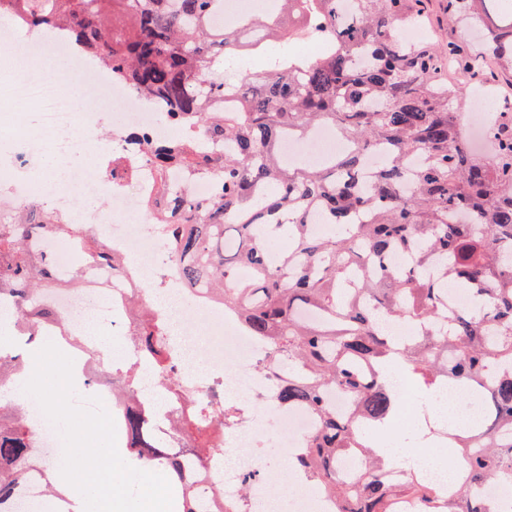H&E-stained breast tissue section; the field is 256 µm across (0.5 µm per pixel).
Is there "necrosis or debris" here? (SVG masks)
I'll list each match as a JSON object with an SVG mask.
<instances>
[{"instance_id":"necrosis-or-debris-1","label":"necrosis or debris","mask_w":512,"mask_h":512,"mask_svg":"<svg viewBox=\"0 0 512 512\" xmlns=\"http://www.w3.org/2000/svg\"><path fill=\"white\" fill-rule=\"evenodd\" d=\"M37 49L35 42H16L12 33H0V126L12 125L14 102L28 104L34 128L17 132L8 148H0V222L17 218L39 192L30 172L45 156L67 157L93 153L99 174L86 177L81 167L57 171V191L47 205L69 212L77 196L107 200L105 209H89L86 224L117 254L121 266L95 264L82 272L79 288L65 285L49 289L45 297L59 315L79 333V350L105 358L93 330L108 328L113 335L133 333L126 320L131 299L151 307L162 339L171 351V364L179 389L170 391L152 372H144L140 389L158 409L152 421L156 435L170 438L172 428L188 404L214 402L216 392L232 394L239 418L224 435V449L212 457L217 478H203L199 486L212 489L223 499L226 512L245 504L246 512H335L332 499L302 486L290 466L272 467L263 460L264 425L279 424L285 455H292L303 439L320 425L317 415L303 406L285 409L275 401L282 381L265 368L263 346L249 336L239 321L225 313L222 303L207 292L186 287L178 264L156 237L145 235L143 223L151 212L144 201L154 195L152 141L178 134L196 138L195 129L163 119L162 101H144L126 84L111 80L97 65L76 58L79 75L96 98V111H75L72 101L59 90L56 79L26 71L21 62ZM344 144L332 129L320 130L315 146L286 140L282 151L289 161L319 163ZM122 160L127 172L113 174L114 160Z\"/></svg>"}]
</instances>
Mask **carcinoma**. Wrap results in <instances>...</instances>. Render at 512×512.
Here are the masks:
<instances>
[{"label": "carcinoma", "instance_id": "cac0c4a2", "mask_svg": "<svg viewBox=\"0 0 512 512\" xmlns=\"http://www.w3.org/2000/svg\"><path fill=\"white\" fill-rule=\"evenodd\" d=\"M276 2L222 30L212 20L224 0H0V13L29 29L66 33L74 52L103 63L136 94L163 100L166 119L224 142L222 155L186 138L158 144L155 181L166 205L150 210L185 283L224 301L264 345V366L288 371L280 404L319 416L293 468L334 499L336 512H392L397 498L438 512L435 489L417 473L384 477L392 466L375 448L397 401L382 358L401 357L428 393L453 382L490 402L486 438L477 440L478 426L447 446L465 479L443 512H458L479 486L512 477V124H493L492 157L469 148L448 108L463 103L462 88L443 83L448 49L397 36L415 0ZM449 7L480 26L496 21L467 65L472 74L491 64L512 72V0H449ZM273 35L284 44L316 39L324 51L273 59ZM243 54L264 59L265 70L226 80L225 65ZM213 96L224 97V107L211 106ZM325 126L346 141L345 151L317 168L283 161L285 139ZM374 150L385 157L367 177ZM175 169L217 184L216 195L186 200L173 184ZM39 236L66 243L79 267L117 263L98 237L36 201L18 223H0V301L32 339L45 322L59 321L44 300L46 286L57 284L53 263L29 249ZM280 237L288 249L276 255L269 245ZM395 254L406 263L392 265ZM450 283L467 291L473 309H448ZM130 317L142 366L176 385L150 311L134 304ZM384 320L415 335L394 338ZM17 360L13 349L0 350L1 384L16 376ZM136 378L134 369L120 376L113 407L131 460L167 470L179 512H217L195 494L192 473L222 447L235 405L203 403L185 415L176 428L185 447L174 449L150 431L153 412ZM336 390L368 428L329 410ZM40 448L26 417L6 422L0 412V512H9L30 471L48 464ZM349 453L361 466L345 484L337 467Z\"/></svg>", "mask_w": 512, "mask_h": 512}]
</instances>
